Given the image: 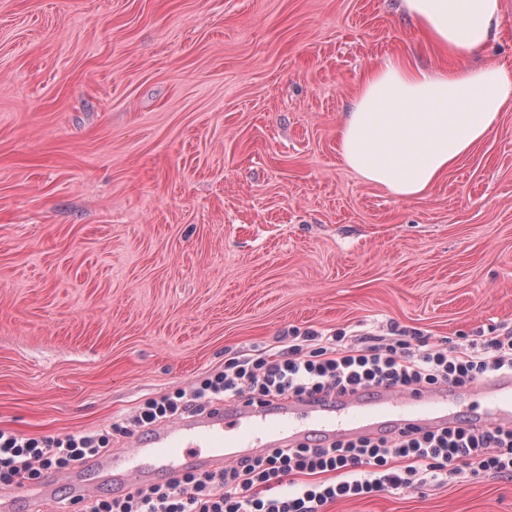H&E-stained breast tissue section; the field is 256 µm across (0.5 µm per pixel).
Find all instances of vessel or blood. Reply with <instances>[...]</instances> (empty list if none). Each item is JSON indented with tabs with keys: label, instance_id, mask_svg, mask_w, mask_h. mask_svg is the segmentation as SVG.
<instances>
[{
	"label": "vessel or blood",
	"instance_id": "1",
	"mask_svg": "<svg viewBox=\"0 0 512 512\" xmlns=\"http://www.w3.org/2000/svg\"><path fill=\"white\" fill-rule=\"evenodd\" d=\"M471 393L482 398L485 407L466 416L455 411L446 387L408 392L374 388L322 401L288 400L275 407L244 399L229 408L220 405L211 413L134 434L128 449L93 459L86 469L49 473L30 499L37 512H43L62 488L71 498L83 499L109 485L147 484L160 472L171 481L188 469L219 470L230 460L314 440L329 445L463 424L512 427V374L477 382Z\"/></svg>",
	"mask_w": 512,
	"mask_h": 512
}]
</instances>
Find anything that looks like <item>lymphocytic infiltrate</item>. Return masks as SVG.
I'll return each instance as SVG.
<instances>
[{"label": "lymphocytic infiltrate", "instance_id": "lymphocytic-infiltrate-1", "mask_svg": "<svg viewBox=\"0 0 512 512\" xmlns=\"http://www.w3.org/2000/svg\"><path fill=\"white\" fill-rule=\"evenodd\" d=\"M505 373H512V331L480 337L463 351L401 332L371 339L309 331L277 351L225 359L193 391L149 399L131 425L112 423L107 434L38 439L0 429V487L23 488L72 469L104 452L110 435L126 437L131 428L204 410L221 396L270 404L379 386L459 388ZM461 475L512 477V429L456 427L278 448L221 471H192L174 482L90 499L78 512H324L339 499L414 490Z\"/></svg>", "mask_w": 512, "mask_h": 512}]
</instances>
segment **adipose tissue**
I'll use <instances>...</instances> for the list:
<instances>
[{
	"mask_svg": "<svg viewBox=\"0 0 512 512\" xmlns=\"http://www.w3.org/2000/svg\"><path fill=\"white\" fill-rule=\"evenodd\" d=\"M457 66L428 70L396 55L365 74L339 129V153L363 180L422 197L494 126L512 102V73L469 66L496 39L502 0H402Z\"/></svg>",
	"mask_w": 512,
	"mask_h": 512,
	"instance_id": "1",
	"label": "adipose tissue"
}]
</instances>
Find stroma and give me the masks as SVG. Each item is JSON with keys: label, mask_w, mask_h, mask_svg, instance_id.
I'll list each match as a JSON object with an SVG mask.
<instances>
[{"label": "stroma", "mask_w": 512, "mask_h": 512, "mask_svg": "<svg viewBox=\"0 0 512 512\" xmlns=\"http://www.w3.org/2000/svg\"><path fill=\"white\" fill-rule=\"evenodd\" d=\"M401 0H0V428L99 431L316 330L512 328V104L423 198L337 127ZM326 512H512L465 477Z\"/></svg>", "instance_id": "35a3bbf8"}]
</instances>
